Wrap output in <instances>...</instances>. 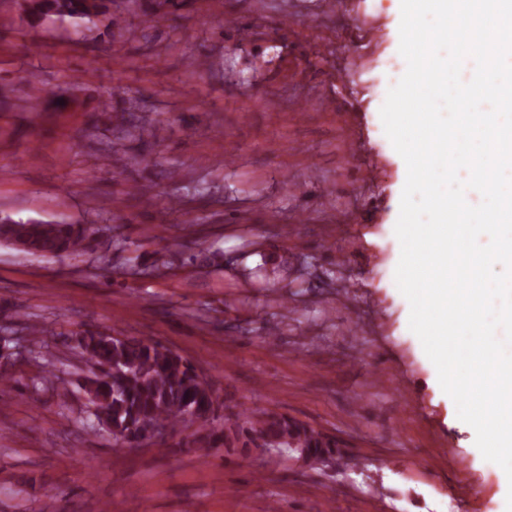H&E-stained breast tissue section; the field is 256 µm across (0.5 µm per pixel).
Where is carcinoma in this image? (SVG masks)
I'll return each instance as SVG.
<instances>
[{
    "label": "carcinoma",
    "mask_w": 512,
    "mask_h": 512,
    "mask_svg": "<svg viewBox=\"0 0 512 512\" xmlns=\"http://www.w3.org/2000/svg\"><path fill=\"white\" fill-rule=\"evenodd\" d=\"M112 0H23L24 10L35 21L69 17L92 21L106 14ZM96 229L88 224L15 221L0 215V237L15 239L32 255L68 257L93 248ZM75 351L86 361L112 367V380L87 378L83 387L94 427L127 435L141 424H152L168 433L196 427V444L213 448L216 407L207 402L214 393L180 354L158 341L135 337L114 339L102 332L82 335ZM219 440L226 448H248L254 438L267 441L271 451L296 453L320 459L335 453L336 441L316 429L284 415L261 411H230Z\"/></svg>",
    "instance_id": "1"
}]
</instances>
